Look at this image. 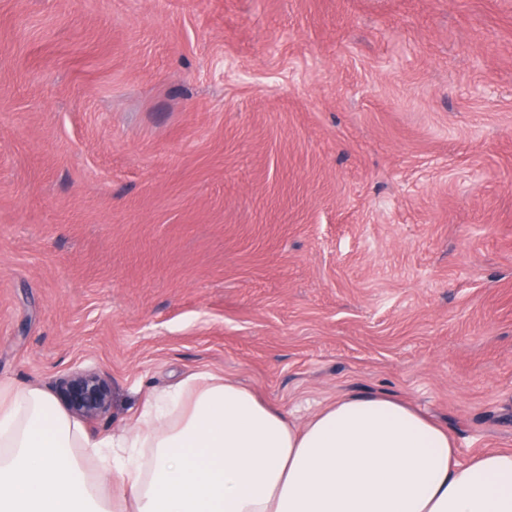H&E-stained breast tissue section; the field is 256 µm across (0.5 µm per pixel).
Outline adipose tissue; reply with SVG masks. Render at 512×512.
<instances>
[{"instance_id":"ef3b65f1","label":"adipose tissue","mask_w":512,"mask_h":512,"mask_svg":"<svg viewBox=\"0 0 512 512\" xmlns=\"http://www.w3.org/2000/svg\"><path fill=\"white\" fill-rule=\"evenodd\" d=\"M0 512H512V450L460 462L448 429L382 394L298 425L206 372L94 438L49 393L4 384Z\"/></svg>"}]
</instances>
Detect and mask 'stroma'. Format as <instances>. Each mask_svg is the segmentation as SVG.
<instances>
[{
  "mask_svg": "<svg viewBox=\"0 0 512 512\" xmlns=\"http://www.w3.org/2000/svg\"><path fill=\"white\" fill-rule=\"evenodd\" d=\"M81 370L512 449V0H0V384Z\"/></svg>",
  "mask_w": 512,
  "mask_h": 512,
  "instance_id": "stroma-1",
  "label": "stroma"
}]
</instances>
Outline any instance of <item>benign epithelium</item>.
Listing matches in <instances>:
<instances>
[{
  "instance_id": "7a95c632",
  "label": "benign epithelium",
  "mask_w": 512,
  "mask_h": 512,
  "mask_svg": "<svg viewBox=\"0 0 512 512\" xmlns=\"http://www.w3.org/2000/svg\"><path fill=\"white\" fill-rule=\"evenodd\" d=\"M57 394L72 414L94 419L109 411L111 385L99 374L85 371L62 379L58 384Z\"/></svg>"
}]
</instances>
